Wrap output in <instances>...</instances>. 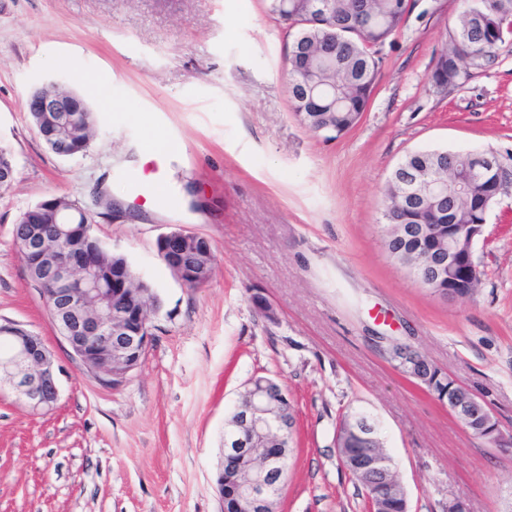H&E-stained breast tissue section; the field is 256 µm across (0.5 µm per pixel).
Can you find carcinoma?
Returning a JSON list of instances; mask_svg holds the SVG:
<instances>
[{"label": "carcinoma", "mask_w": 512, "mask_h": 512, "mask_svg": "<svg viewBox=\"0 0 512 512\" xmlns=\"http://www.w3.org/2000/svg\"><path fill=\"white\" fill-rule=\"evenodd\" d=\"M308 0H288V15L279 17L287 28L295 30L288 50V91L294 112L304 118L307 126L318 129L327 122L336 125L335 135L352 129L369 103L382 58L381 49L389 42L417 0H324V14L309 12ZM512 39V0H472L456 25L448 31L445 46L435 56L430 72L432 85L440 92L451 91L470 77L473 69H481L494 60V49ZM308 79L309 90L299 86ZM55 92L67 99L75 112H59L56 122L43 113L32 111L33 125L43 141L48 137L69 139L71 155L86 153L96 133V119L89 105L76 93L55 86ZM440 150H416L408 153L401 165L411 168L427 179H445L448 184L466 188L463 203L452 213L457 224H481L486 220L489 200L512 195V156L503 159L502 170L486 171L475 178L471 173V154L450 151L446 167L440 166ZM386 221L397 219L402 224H433L431 207L403 194L395 175H390L383 191ZM83 242H75L79 259L93 258L102 274L112 272V250L94 236L92 224L84 228ZM391 360L406 376L417 372L424 380L414 379L439 403L448 404V373L421 358L402 363ZM336 446L341 449L342 462L356 482L371 487L376 512H405V500L397 488V470L380 435L365 442L347 432L340 423ZM289 448L278 447L276 440L266 438L251 456H236L224 467V489L230 491L235 477L245 474L261 456L279 457L288 461ZM374 454L384 461L387 481L377 482L362 470L366 457Z\"/></svg>", "instance_id": "1"}]
</instances>
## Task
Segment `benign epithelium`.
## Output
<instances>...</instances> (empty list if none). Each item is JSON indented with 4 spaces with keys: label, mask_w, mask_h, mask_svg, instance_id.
<instances>
[{
    "label": "benign epithelium",
    "mask_w": 512,
    "mask_h": 512,
    "mask_svg": "<svg viewBox=\"0 0 512 512\" xmlns=\"http://www.w3.org/2000/svg\"><path fill=\"white\" fill-rule=\"evenodd\" d=\"M42 112H71L70 103L39 88ZM404 184L418 197L424 193L432 200L448 197V183L421 182L405 173ZM485 224H450L447 233L430 239L431 247L421 255L420 273L433 283L447 285L442 297L455 300L458 289L467 284L478 270L475 256L477 242ZM55 226H25L18 247L29 253L41 274V290L45 305L59 335L70 345L84 366L104 377L112 387L122 386L144 360L153 336L154 325L142 318L129 285L144 283L129 263L116 269L112 287L92 279L89 272L78 268L70 254V246L49 249L46 236ZM157 249L166 266L185 286L207 282L211 274L207 261L213 260L208 241L200 236L173 230L160 236ZM0 342L9 353L0 358V380L11 387L17 399L33 410L50 409L58 399L54 357L51 350L33 333L15 325H0ZM448 409L459 417H484L482 432L491 436L498 448L512 446L493 424L492 412L469 389L455 383L449 386ZM284 394L270 383L252 384L241 393L233 426L235 447L226 453L252 451L256 441L267 431L276 429L283 435L296 429V416L272 417L271 405ZM351 431L370 439L376 424L359 416L350 421ZM280 463L267 459L252 478L239 486L231 496L224 495V472H219L217 489L222 512H268L270 503L280 494L276 473Z\"/></svg>",
    "instance_id": "1"
}]
</instances>
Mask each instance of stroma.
I'll return each mask as SVG.
<instances>
[{
	"instance_id": "obj_1",
	"label": "stroma",
	"mask_w": 512,
	"mask_h": 512,
	"mask_svg": "<svg viewBox=\"0 0 512 512\" xmlns=\"http://www.w3.org/2000/svg\"><path fill=\"white\" fill-rule=\"evenodd\" d=\"M468 5L419 0L424 17L410 15L381 51L361 121L327 140L293 115L292 37L265 0H0V146L17 169L0 196V324L43 340L59 390L36 413L0 388V512H221L224 423L256 375L279 381L297 420L276 512H368L335 446L354 409L376 421L409 512H448L459 498L471 512H512V451L472 436L389 355L420 351L512 435V196L489 214L470 300L422 288L381 246L383 190L406 154H512V40L457 89L429 81ZM50 79L96 114L85 154H53L25 110ZM156 141L173 146L166 176L188 215L109 209ZM59 196L81 202L94 235L161 301L152 346L118 388L58 334L14 243L19 217ZM175 229L211 246L202 287L157 253Z\"/></svg>"
}]
</instances>
